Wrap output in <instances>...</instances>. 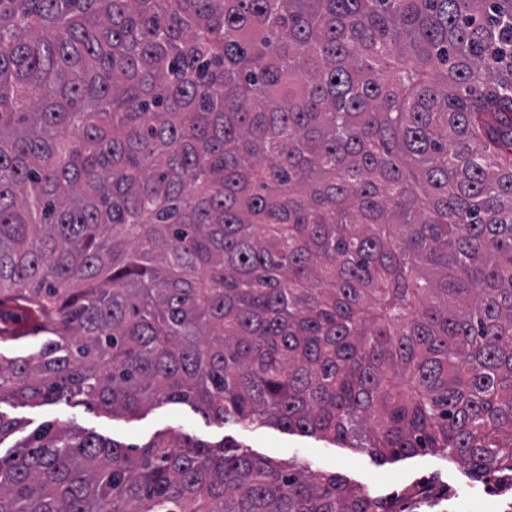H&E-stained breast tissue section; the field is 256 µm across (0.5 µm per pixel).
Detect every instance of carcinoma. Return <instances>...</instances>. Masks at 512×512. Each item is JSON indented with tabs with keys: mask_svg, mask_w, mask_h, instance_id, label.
Here are the masks:
<instances>
[{
	"mask_svg": "<svg viewBox=\"0 0 512 512\" xmlns=\"http://www.w3.org/2000/svg\"><path fill=\"white\" fill-rule=\"evenodd\" d=\"M0 403H189L512 476V0H0ZM21 422L0 412V444ZM0 512H393L177 427Z\"/></svg>",
	"mask_w": 512,
	"mask_h": 512,
	"instance_id": "carcinoma-1",
	"label": "carcinoma"
}]
</instances>
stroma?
<instances>
[{
    "label": "stroma",
    "mask_w": 512,
    "mask_h": 512,
    "mask_svg": "<svg viewBox=\"0 0 512 512\" xmlns=\"http://www.w3.org/2000/svg\"><path fill=\"white\" fill-rule=\"evenodd\" d=\"M0 412L20 420L24 432L47 422L68 421L104 438L138 446L170 427L181 428L206 444L221 441L237 444L242 453L264 457L278 465L300 464L314 471H332L362 484L372 496L397 503L412 485L469 487L467 467L439 456L417 455L382 462L369 452L347 448L313 436L289 432L275 426L244 427L234 422L219 423L186 404H161L131 417L110 414L87 405L48 403L37 407L16 402L0 403Z\"/></svg>",
    "instance_id": "stroma-1"
}]
</instances>
